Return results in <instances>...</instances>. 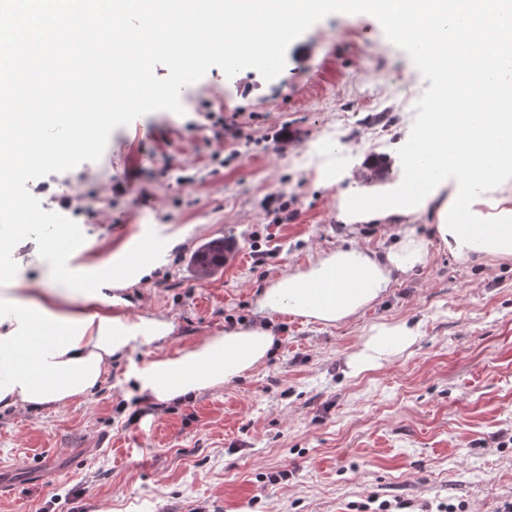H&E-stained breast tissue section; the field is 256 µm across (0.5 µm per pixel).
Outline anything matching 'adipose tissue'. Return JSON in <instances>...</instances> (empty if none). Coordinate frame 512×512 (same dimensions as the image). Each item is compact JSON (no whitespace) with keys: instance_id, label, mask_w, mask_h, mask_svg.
Segmentation results:
<instances>
[{"instance_id":"ef3b65f1","label":"adipose tissue","mask_w":512,"mask_h":512,"mask_svg":"<svg viewBox=\"0 0 512 512\" xmlns=\"http://www.w3.org/2000/svg\"><path fill=\"white\" fill-rule=\"evenodd\" d=\"M428 256L427 241L407 229L383 252L341 242L271 279L256 297L259 321L230 325L157 354L133 368L130 377L140 394L159 404L232 382L265 361L280 315L325 326L347 323L379 303L399 276L423 267ZM162 259V250L150 241L125 250L112 264L95 267L85 281L60 269L55 286L39 282L22 294L1 289L0 413L52 410L81 401L105 382L112 359L126 355L135 343L169 339L173 320L129 317L121 295ZM418 336V323L406 319L371 324L345 361L349 375L382 366L412 347Z\"/></svg>"}]
</instances>
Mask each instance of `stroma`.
<instances>
[{
  "label": "stroma",
  "instance_id": "stroma-1",
  "mask_svg": "<svg viewBox=\"0 0 512 512\" xmlns=\"http://www.w3.org/2000/svg\"><path fill=\"white\" fill-rule=\"evenodd\" d=\"M283 71L182 90L183 114L158 110L109 136L100 160L28 182L43 210L85 236L68 266L111 262L148 236L182 241L124 291L130 317L174 320L166 342L136 344L85 400L0 416V512H502L512 502V260L463 262L425 215L412 229L427 264L379 304L324 326L284 317L266 361L230 384L156 404L128 372L230 324L259 317L279 273L341 241L327 165L388 161L415 119L405 98L429 82L373 15L331 14L287 48ZM227 125L216 141L211 130ZM345 144L329 157L320 146ZM225 240L224 268L190 270L202 243ZM414 318L416 344L350 377L362 329Z\"/></svg>",
  "mask_w": 512,
  "mask_h": 512
}]
</instances>
